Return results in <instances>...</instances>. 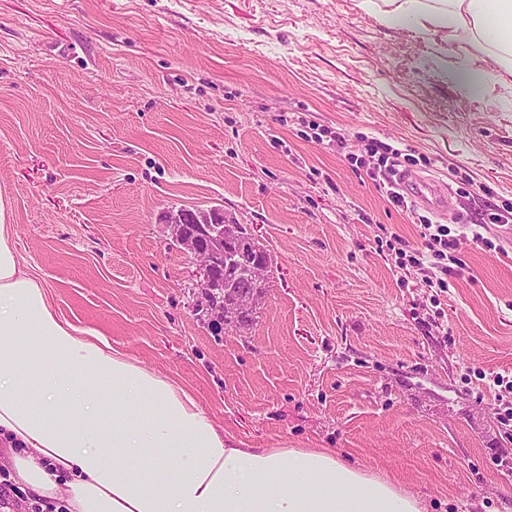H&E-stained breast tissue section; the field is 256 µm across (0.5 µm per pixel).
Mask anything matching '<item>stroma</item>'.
Instances as JSON below:
<instances>
[{"label":"stroma","instance_id":"35a3bbf8","mask_svg":"<svg viewBox=\"0 0 512 512\" xmlns=\"http://www.w3.org/2000/svg\"><path fill=\"white\" fill-rule=\"evenodd\" d=\"M359 0H0V200L11 244L65 321L190 392L246 448H327L424 512H512V241L461 237L448 288L389 244L362 137L416 173L512 203V78ZM317 124L338 148L306 138ZM224 209L268 249L253 323L212 326L172 210Z\"/></svg>","mask_w":512,"mask_h":512}]
</instances>
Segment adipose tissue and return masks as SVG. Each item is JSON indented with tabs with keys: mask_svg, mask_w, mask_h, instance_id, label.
Returning <instances> with one entry per match:
<instances>
[{
	"mask_svg": "<svg viewBox=\"0 0 512 512\" xmlns=\"http://www.w3.org/2000/svg\"><path fill=\"white\" fill-rule=\"evenodd\" d=\"M483 56L457 75L480 89L512 75V0H360ZM0 223V447L10 481L56 512H422L392 481L328 450L239 448L170 380L79 335L25 271Z\"/></svg>",
	"mask_w": 512,
	"mask_h": 512,
	"instance_id": "1",
	"label": "adipose tissue"
}]
</instances>
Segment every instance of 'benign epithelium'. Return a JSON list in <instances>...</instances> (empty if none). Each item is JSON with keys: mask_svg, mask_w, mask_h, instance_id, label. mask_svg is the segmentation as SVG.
I'll use <instances>...</instances> for the list:
<instances>
[{"mask_svg": "<svg viewBox=\"0 0 512 512\" xmlns=\"http://www.w3.org/2000/svg\"><path fill=\"white\" fill-rule=\"evenodd\" d=\"M168 223L173 228V237L198 262L200 306L206 310L210 321L219 327L251 313L258 304L253 291H237L224 299V269L234 264L246 265L248 280L254 286L263 281L260 273L271 265L270 253L249 262L238 248L224 243V225L233 220L222 212L210 218L207 224H190L178 213L171 215Z\"/></svg>", "mask_w": 512, "mask_h": 512, "instance_id": "1", "label": "benign epithelium"}]
</instances>
